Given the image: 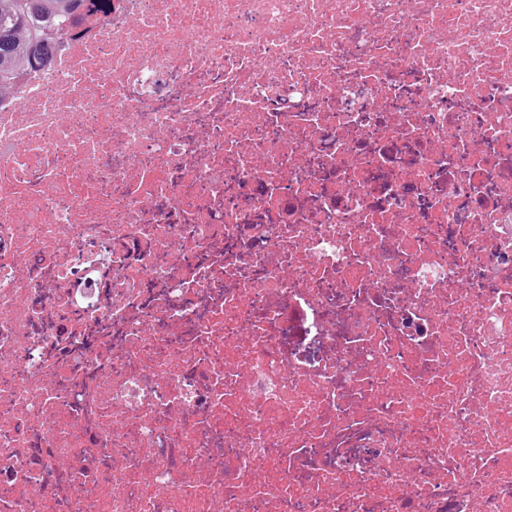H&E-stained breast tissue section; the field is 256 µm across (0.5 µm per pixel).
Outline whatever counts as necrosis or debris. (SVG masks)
<instances>
[{
  "label": "necrosis or debris",
  "instance_id": "obj_1",
  "mask_svg": "<svg viewBox=\"0 0 512 512\" xmlns=\"http://www.w3.org/2000/svg\"><path fill=\"white\" fill-rule=\"evenodd\" d=\"M0 512H512V0L52 45L0 101ZM282 349L292 358L310 361L320 355V347L309 342L303 335V327L299 320H293L283 332Z\"/></svg>",
  "mask_w": 512,
  "mask_h": 512
}]
</instances>
